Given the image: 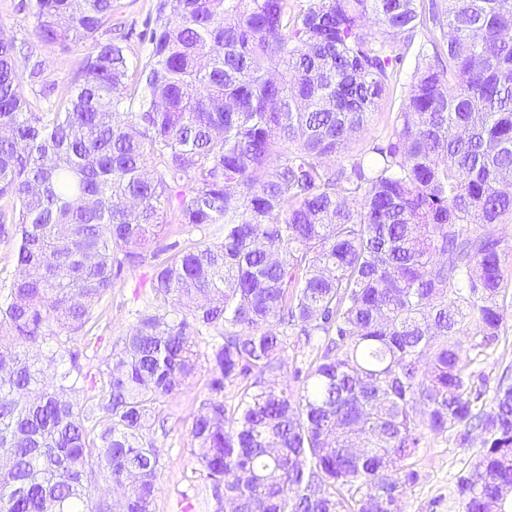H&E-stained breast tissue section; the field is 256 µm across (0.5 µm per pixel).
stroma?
<instances>
[{"mask_svg": "<svg viewBox=\"0 0 512 512\" xmlns=\"http://www.w3.org/2000/svg\"><path fill=\"white\" fill-rule=\"evenodd\" d=\"M83 54L81 42L69 41L44 50L41 58L47 83L63 88L72 82ZM398 111L397 102L381 105L369 118L365 132L354 140L341 156L342 164L366 150L373 139L390 133ZM150 266L124 272L114 280L111 291L101 303L97 328L90 337H75L73 344L82 351L84 372L97 374L114 343L129 334L136 324V312L152 300ZM512 364V306L504 312L499 342L491 356L474 364L484 373L488 387H495L505 365ZM209 376L200 370L187 378L162 411L168 434H155L162 453L163 468L155 493L156 512H216L208 483L200 471L198 450L193 445L191 427L200 401L208 394ZM481 450L480 445L457 447L445 437L431 438L428 447L419 449L415 461L420 473L417 484L408 488L401 512H462L453 489L457 475L469 468Z\"/></svg>", "mask_w": 512, "mask_h": 512, "instance_id": "obj_1", "label": "stroma"}]
</instances>
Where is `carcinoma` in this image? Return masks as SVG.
Listing matches in <instances>:
<instances>
[{
  "label": "carcinoma",
  "mask_w": 512,
  "mask_h": 512,
  "mask_svg": "<svg viewBox=\"0 0 512 512\" xmlns=\"http://www.w3.org/2000/svg\"><path fill=\"white\" fill-rule=\"evenodd\" d=\"M0 32V512H154L163 399L201 364L191 436L234 512H400L429 437H485L464 512H512V367L492 404L512 245V0H158L132 57L115 0H30ZM374 19L379 36L364 31ZM391 134L331 167L393 94ZM83 41L47 99L41 51ZM212 242H164V209ZM153 302L98 375L70 346L113 280ZM470 337L463 344L460 337ZM50 342L46 365L22 355ZM317 347L298 391L268 378ZM51 388L32 396L45 372ZM423 411H417V407ZM121 487L115 503L89 481ZM22 0H0V30L8 37L20 41H35L34 19L28 10H19Z\"/></svg>",
  "instance_id": "carcinoma-1"
}]
</instances>
